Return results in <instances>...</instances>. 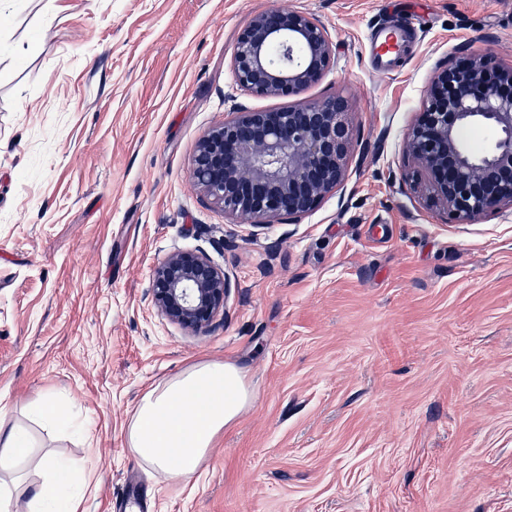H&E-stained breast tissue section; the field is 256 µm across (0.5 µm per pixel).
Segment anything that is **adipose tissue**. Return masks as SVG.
<instances>
[{"label":"adipose tissue","instance_id":"adipose-tissue-1","mask_svg":"<svg viewBox=\"0 0 512 512\" xmlns=\"http://www.w3.org/2000/svg\"><path fill=\"white\" fill-rule=\"evenodd\" d=\"M252 401L235 364L193 366L140 398L127 425V445L149 472L174 482L187 479ZM32 446L26 429L0 422V512H45L60 493L65 496L62 512H79L80 498L64 492L71 483L70 466L52 455L39 461L42 481L26 504H19L7 479Z\"/></svg>","mask_w":512,"mask_h":512}]
</instances>
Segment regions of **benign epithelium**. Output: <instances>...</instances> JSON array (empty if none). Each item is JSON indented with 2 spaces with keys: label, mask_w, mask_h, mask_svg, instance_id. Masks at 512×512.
Segmentation results:
<instances>
[{
  "label": "benign epithelium",
  "mask_w": 512,
  "mask_h": 512,
  "mask_svg": "<svg viewBox=\"0 0 512 512\" xmlns=\"http://www.w3.org/2000/svg\"><path fill=\"white\" fill-rule=\"evenodd\" d=\"M326 28L298 11L254 15L236 37V82L260 97L294 98L278 111L233 112L205 131L192 159L203 199L249 234L315 209L344 181L354 151L348 100H300L334 63ZM468 127L494 134L470 150ZM405 153L425 172L432 198L454 224L512 209V66L463 56L435 73L426 105L406 134ZM232 288L226 269L201 250L176 251L153 268L150 304L163 319L196 335L224 322Z\"/></svg>",
  "instance_id": "benign-epithelium-1"
}]
</instances>
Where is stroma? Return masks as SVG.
<instances>
[{
	"label": "stroma",
	"instance_id": "obj_1",
	"mask_svg": "<svg viewBox=\"0 0 512 512\" xmlns=\"http://www.w3.org/2000/svg\"><path fill=\"white\" fill-rule=\"evenodd\" d=\"M272 0H14L0 24V413L82 465L85 512H512V211L449 223L403 152L434 72L512 64V0H283L327 29L308 99L348 98L342 188L256 237L203 202L201 134L275 111L231 69ZM406 37L374 63L369 39ZM202 250L228 315L192 336L149 304ZM207 361L254 400L185 483L126 444L146 391ZM49 395L86 437L29 423Z\"/></svg>",
	"mask_w": 512,
	"mask_h": 512
}]
</instances>
